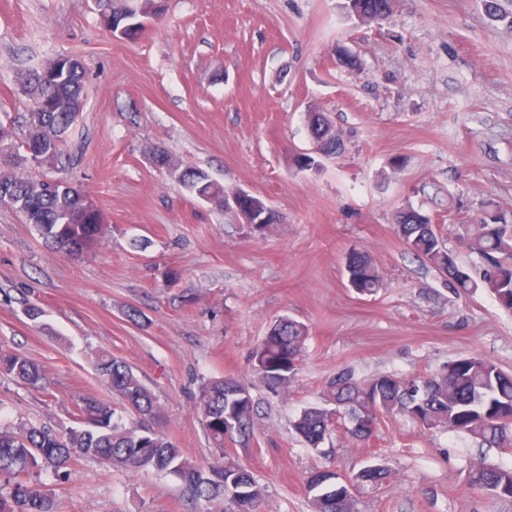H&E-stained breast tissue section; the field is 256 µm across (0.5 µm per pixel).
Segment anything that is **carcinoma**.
<instances>
[{
  "label": "carcinoma",
  "instance_id": "obj_1",
  "mask_svg": "<svg viewBox=\"0 0 512 512\" xmlns=\"http://www.w3.org/2000/svg\"><path fill=\"white\" fill-rule=\"evenodd\" d=\"M100 17H110L113 27L128 26L127 37L137 39L144 26L133 24L141 14L160 15L164 0H97ZM33 107L27 131L15 139L13 125L0 120V203L8 204L25 223L33 225L44 243L65 257L78 259L98 249L109 225L98 222L85 208V193L61 180L40 179L18 171L31 141L40 145V167H54L62 159L66 135L83 111L86 93L81 63L65 56L58 75L47 78L36 70L24 79ZM310 135L328 139L343 153L345 143L324 113H306ZM161 156L168 176L191 196L211 200V207L224 209V186L210 180L204 171L184 167L165 150L155 148L149 156ZM242 213L264 212L265 201L255 195H239ZM395 233L407 250L428 262L454 284L467 291L481 286L499 306L512 311V224L494 210L477 219L468 248L486 263L481 282L470 274L456 275L459 265L448 256L440 225L432 217L407 206L396 211ZM345 266L348 282L360 294L380 287V274L371 255ZM309 331L305 324L277 320L254 349L253 372L274 391L294 380ZM94 367L102 382L142 423L126 426L114 420L112 405L95 397L76 403L74 425L56 431L48 426H0V512H55V493L41 481L50 470L56 477L71 474L73 462L86 458L129 472L154 470L177 476L193 496L207 502L224 501V512H259L265 489L232 453L247 448L253 438L256 406L248 385L236 378L208 381L201 389L198 412L217 461L208 468L185 456L165 434L145 421L158 414L155 397L131 367L108 351L99 352ZM0 372L33 389H43L42 366L21 354L0 349ZM345 412L356 440L370 439L385 414L399 413L418 421L428 430L465 433L479 446L512 448V375L496 363L471 355L448 362L430 377L378 375L357 381L341 373L327 382L321 403L304 408L292 421L294 432L311 448H319L332 431L339 412ZM469 483L512 499V467H492L484 462L468 471ZM335 475L316 468L306 477V490L313 512H354V499L339 490Z\"/></svg>",
  "mask_w": 512,
  "mask_h": 512
}]
</instances>
